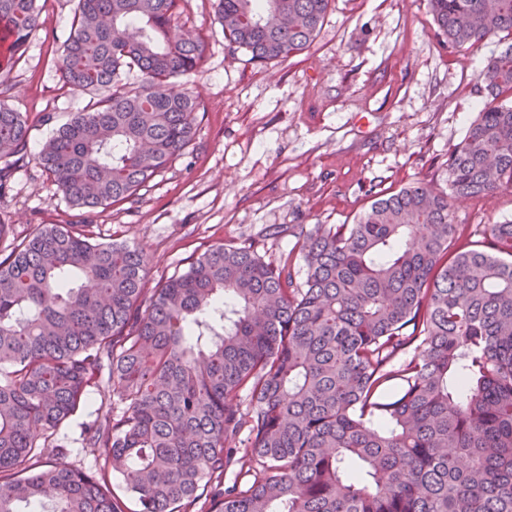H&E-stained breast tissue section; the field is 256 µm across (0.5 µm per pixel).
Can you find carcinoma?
Masks as SVG:
<instances>
[{
	"mask_svg": "<svg viewBox=\"0 0 512 512\" xmlns=\"http://www.w3.org/2000/svg\"><path fill=\"white\" fill-rule=\"evenodd\" d=\"M180 0H77L55 58L71 90H105L37 160L74 209L128 201L195 139L199 38ZM332 0H216L229 46L286 61ZM453 46L512 32V0H429ZM37 0H0V72L41 26ZM480 80L491 101L425 183L354 224L297 234L292 257L212 245L145 294L148 257L87 224H39L0 257V512H186L224 472L251 477L203 512H512V221L456 245L450 200L512 188V44ZM31 126L0 102V183L26 165ZM398 382L396 392L386 389ZM121 413L82 427L85 471L61 427L92 394ZM245 438V447L237 440Z\"/></svg>",
	"mask_w": 512,
	"mask_h": 512,
	"instance_id": "1",
	"label": "carcinoma"
}]
</instances>
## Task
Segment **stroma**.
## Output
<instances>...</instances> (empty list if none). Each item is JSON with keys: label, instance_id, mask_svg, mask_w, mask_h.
I'll return each instance as SVG.
<instances>
[{"label": "stroma", "instance_id": "stroma-1", "mask_svg": "<svg viewBox=\"0 0 512 512\" xmlns=\"http://www.w3.org/2000/svg\"><path fill=\"white\" fill-rule=\"evenodd\" d=\"M215 2L180 3V24L206 43L187 82L198 102L194 141L132 200L88 218L97 240L144 250L151 287L212 245L246 242L276 262L290 258L300 230L354 223L378 197L418 182L447 189L448 155L487 101L478 77L512 42L503 33L449 45L428 0H333L308 50L259 63L228 46ZM75 8L45 0L43 26L0 74V99L32 126L27 165L0 187V222L18 237L74 213L37 154L56 125L97 100L73 93L54 63ZM453 207L472 230L512 221V188Z\"/></svg>", "mask_w": 512, "mask_h": 512}]
</instances>
